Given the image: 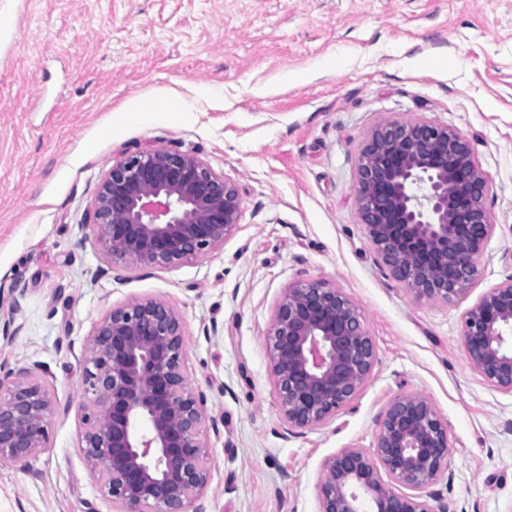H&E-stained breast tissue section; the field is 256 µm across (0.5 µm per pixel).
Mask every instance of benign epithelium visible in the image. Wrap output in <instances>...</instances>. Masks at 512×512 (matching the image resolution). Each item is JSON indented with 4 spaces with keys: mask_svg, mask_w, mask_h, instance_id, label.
I'll return each instance as SVG.
<instances>
[{
    "mask_svg": "<svg viewBox=\"0 0 512 512\" xmlns=\"http://www.w3.org/2000/svg\"><path fill=\"white\" fill-rule=\"evenodd\" d=\"M489 183L459 130L385 122L360 150L359 221L409 290L448 301L468 289L493 233ZM241 214L231 180L193 154L151 148L112 164L89 228L109 264L166 268L223 244ZM183 336L176 308L141 300L109 310L87 341L81 451L120 512H200L195 502L209 486L211 458L199 434L209 417L183 371ZM461 342L470 366L512 393V277L464 311ZM267 345L282 416L300 431L353 400L375 359L362 313L323 280L283 290ZM51 412L30 369L0 366V467L24 464L45 447ZM448 448L431 402L397 397L381 416L375 456L344 448L327 458L320 512H432L425 498Z\"/></svg>",
    "mask_w": 512,
    "mask_h": 512,
    "instance_id": "obj_1",
    "label": "benign epithelium"
}]
</instances>
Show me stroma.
Wrapping results in <instances>:
<instances>
[{"mask_svg": "<svg viewBox=\"0 0 512 512\" xmlns=\"http://www.w3.org/2000/svg\"><path fill=\"white\" fill-rule=\"evenodd\" d=\"M0 364L53 404L48 441L0 468V512H119L80 449L86 343L113 307L184 317L183 369L206 397V512H319L327 457L373 452L400 395L448 427L433 512H512V393L473 370L461 315L512 277V0H0ZM164 103L158 120L127 112ZM458 129L490 179L495 229L467 292L416 298L359 222L368 132ZM191 152L233 181L224 243L166 269L110 267L83 243L96 190L140 149ZM360 309L371 375L325 425L289 429L266 346L288 284ZM24 287L16 298L14 287Z\"/></svg>", "mask_w": 512, "mask_h": 512, "instance_id": "obj_1", "label": "stroma"}]
</instances>
